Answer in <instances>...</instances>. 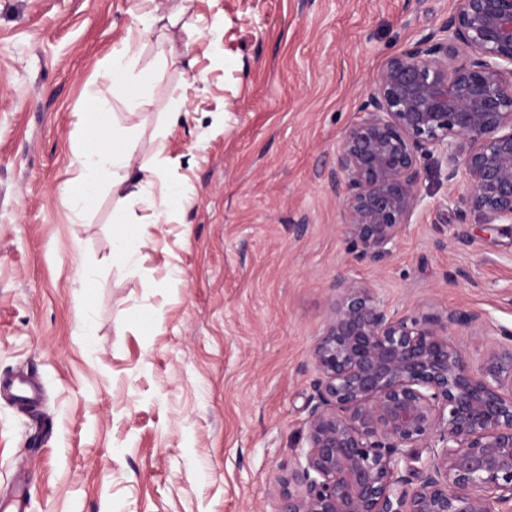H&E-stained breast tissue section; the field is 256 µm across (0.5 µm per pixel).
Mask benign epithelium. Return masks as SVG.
Segmentation results:
<instances>
[{
    "instance_id": "benign-epithelium-1",
    "label": "benign epithelium",
    "mask_w": 512,
    "mask_h": 512,
    "mask_svg": "<svg viewBox=\"0 0 512 512\" xmlns=\"http://www.w3.org/2000/svg\"><path fill=\"white\" fill-rule=\"evenodd\" d=\"M434 154L460 216L512 224V0H455L377 72L331 173L358 258L396 248ZM333 291L279 512H512V330L475 367L456 336L476 314L399 315L344 276Z\"/></svg>"
}]
</instances>
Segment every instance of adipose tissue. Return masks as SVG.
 Returning a JSON list of instances; mask_svg holds the SVG:
<instances>
[{
	"mask_svg": "<svg viewBox=\"0 0 512 512\" xmlns=\"http://www.w3.org/2000/svg\"><path fill=\"white\" fill-rule=\"evenodd\" d=\"M193 0H167L163 6L134 15V25L140 34H149L157 23H164L169 46L189 48L196 33L182 25L181 19L192 8ZM132 45L114 51L112 65L105 77L112 85L113 95L121 98L129 114L140 112L147 103V81H131L128 66L134 59ZM131 147L108 143L106 133L87 142L78 154L80 174L69 189L73 202H81L93 194L100 175L112 170L117 174L112 181V192L118 195L128 211L152 210L155 218H162L179 200V195L164 184V176L154 169H131Z\"/></svg>",
	"mask_w": 512,
	"mask_h": 512,
	"instance_id": "1",
	"label": "adipose tissue"
}]
</instances>
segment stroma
<instances>
[{"instance_id": "1", "label": "stroma", "mask_w": 512, "mask_h": 512, "mask_svg": "<svg viewBox=\"0 0 512 512\" xmlns=\"http://www.w3.org/2000/svg\"><path fill=\"white\" fill-rule=\"evenodd\" d=\"M142 6L0 0V380L42 392L33 409L0 395V498L279 512L337 275L401 314L512 329V228L460 219L444 164L423 162L422 202L375 262L351 252L330 181L373 77L454 0H194L200 36L166 59L160 32L132 24ZM129 39L155 73L133 116L104 77ZM111 124L182 196L161 223L126 211L108 174L80 205L65 193Z\"/></svg>"}]
</instances>
